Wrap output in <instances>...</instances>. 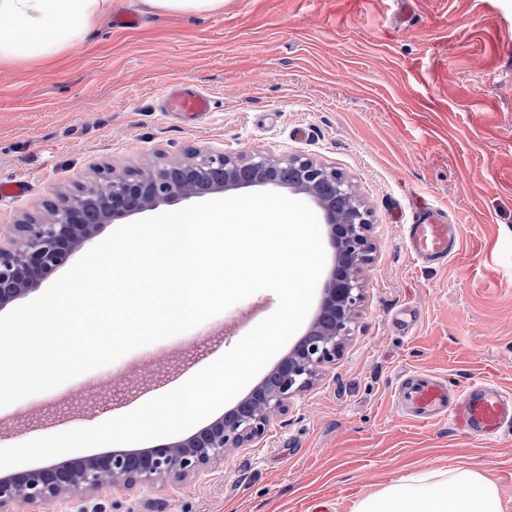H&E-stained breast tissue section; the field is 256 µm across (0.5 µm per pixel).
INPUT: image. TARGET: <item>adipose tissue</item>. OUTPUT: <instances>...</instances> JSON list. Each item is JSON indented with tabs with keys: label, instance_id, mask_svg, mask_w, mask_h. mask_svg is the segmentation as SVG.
Wrapping results in <instances>:
<instances>
[{
	"label": "adipose tissue",
	"instance_id": "1",
	"mask_svg": "<svg viewBox=\"0 0 512 512\" xmlns=\"http://www.w3.org/2000/svg\"><path fill=\"white\" fill-rule=\"evenodd\" d=\"M112 0H0V65L50 60L88 37ZM496 485L475 467L420 470L365 500L356 512H489Z\"/></svg>",
	"mask_w": 512,
	"mask_h": 512
}]
</instances>
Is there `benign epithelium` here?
Here are the masks:
<instances>
[{
  "instance_id": "7a95c632",
  "label": "benign epithelium",
  "mask_w": 512,
  "mask_h": 512,
  "mask_svg": "<svg viewBox=\"0 0 512 512\" xmlns=\"http://www.w3.org/2000/svg\"><path fill=\"white\" fill-rule=\"evenodd\" d=\"M263 186L308 198L328 227L334 265L305 334L235 408L183 440L1 474L0 512H19L23 506L76 494L197 477L224 461L228 449L262 440L274 417L287 411L320 369L340 355L362 299L359 273L373 250L369 212L341 172L301 154L277 156L262 150L227 154L196 148L180 161L141 171L104 166L95 183L57 193L39 217L15 225L18 240L0 245V310L66 266L106 224L165 203Z\"/></svg>"
}]
</instances>
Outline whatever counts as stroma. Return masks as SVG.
<instances>
[{
  "mask_svg": "<svg viewBox=\"0 0 512 512\" xmlns=\"http://www.w3.org/2000/svg\"><path fill=\"white\" fill-rule=\"evenodd\" d=\"M190 83L213 108L165 109ZM300 153L343 173L370 213L363 300L334 363L248 448L198 477L47 501L26 512H354L423 468L478 465L512 512V436L483 443L394 404L400 373L480 377L512 393V0H224L213 15L116 0L49 66L0 67V241L99 168H150L193 148ZM460 251L409 255L419 205ZM263 290L196 327L0 408V447L98 425L176 388L277 308ZM83 396L57 419L40 408Z\"/></svg>",
  "mask_w": 512,
  "mask_h": 512,
  "instance_id": "obj_1",
  "label": "stroma"
}]
</instances>
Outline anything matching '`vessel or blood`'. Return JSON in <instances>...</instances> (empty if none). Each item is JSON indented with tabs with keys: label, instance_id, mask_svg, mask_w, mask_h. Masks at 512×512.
I'll list each match as a JSON object with an SVG mask.
<instances>
[{
	"label": "vessel or blood",
	"instance_id": "1",
	"mask_svg": "<svg viewBox=\"0 0 512 512\" xmlns=\"http://www.w3.org/2000/svg\"><path fill=\"white\" fill-rule=\"evenodd\" d=\"M166 107L200 119L210 111V98L202 91L177 87L169 92ZM404 236L409 254L423 264H445L459 245L458 226L446 223L430 208L421 209L413 223L405 225ZM395 404L415 422L445 421L479 439L502 438L506 424L512 423V396L483 378L453 388L447 379L410 371L398 381Z\"/></svg>",
	"mask_w": 512,
	"mask_h": 512
}]
</instances>
